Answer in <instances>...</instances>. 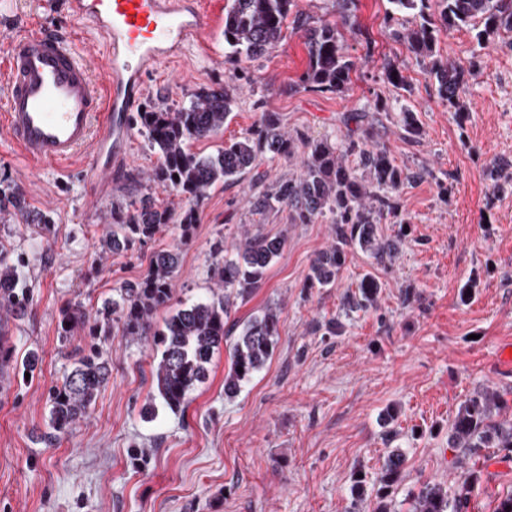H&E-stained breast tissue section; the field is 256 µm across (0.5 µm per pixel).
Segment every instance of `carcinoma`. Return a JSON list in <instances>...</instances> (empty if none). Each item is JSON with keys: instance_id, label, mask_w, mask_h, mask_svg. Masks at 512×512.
<instances>
[{"instance_id": "obj_1", "label": "carcinoma", "mask_w": 512, "mask_h": 512, "mask_svg": "<svg viewBox=\"0 0 512 512\" xmlns=\"http://www.w3.org/2000/svg\"><path fill=\"white\" fill-rule=\"evenodd\" d=\"M391 11L384 18L388 26L400 17L413 14L420 23L393 30L417 59L424 62L435 79L440 98L458 111L460 91L468 83L466 71L442 58L436 51L440 31L459 29L481 22L477 34L483 43L501 31H512V0H389ZM437 5L438 19L430 10ZM295 0H231L224 9V46L229 58L252 59L279 45L293 18L302 32L308 66L301 85L322 92L341 94L351 81L356 62L347 51L339 27L356 24L357 0H336L337 20L309 21L294 13ZM383 81L396 89L406 87L403 69L394 63L382 66ZM236 102L235 88L202 86L188 104L172 111L160 104L148 103L132 122L140 125L159 163L148 181L164 192L181 197L183 205L175 211L146 192L124 208L112 210V235L109 247L114 254L126 252L135 244L154 239L161 229L179 224L181 237L191 238L198 220L197 206L216 186L235 184L259 167L267 154L291 156L295 139L283 130L275 112L263 113L260 121L244 136L233 139L214 154L201 155L190 149L193 142L218 134ZM365 112L345 117V145L338 147L323 139H306V148L298 174L276 182L272 190L252 196L253 211L263 213L273 203L285 204L295 224H312L320 216L335 215L336 244L320 252L312 261L307 276L310 286L324 288L335 283L345 260L346 248L357 245L377 259L391 252V244L381 240L377 224L396 212L395 194L414 174L395 164L386 145L370 142L364 124ZM356 154L354 168L345 157ZM20 219L25 224H40L46 231L53 227L52 217L30 207L25 191L17 184L0 180V223ZM285 248L280 236L261 232L246 233L231 252L215 259L211 279L216 290L210 299L176 309L163 325L153 324L154 315L169 307L172 277L179 267L178 249H162L149 259L140 279L124 284L112 301L95 314L79 305L60 311V335L74 329L84 332L87 341L73 351V367L61 383L48 391L50 401L49 432L43 439L51 443L68 433L95 403L100 390L112 375V364L103 349V340L118 331L123 336H149L154 358L156 393L144 406L153 416L157 404L178 411L189 401V394L208 379L214 355L228 340L226 329L235 300H244L259 288L266 272ZM24 260H13L0 250V318L22 317L31 304L30 285L23 273ZM378 282L367 276L352 300L357 309H367L378 293ZM280 321V310L268 306L243 323L237 338L230 342V367L224 375V396L236 397L245 383L271 358ZM500 397L483 393L466 399L450 427L449 445L457 451L459 467L466 477L448 493L441 485L425 484L413 497L411 512H463L476 479L472 460L484 448H512V423L498 419ZM406 456L402 449L391 450L378 477L375 512H392L389 495L404 474Z\"/></svg>"}]
</instances>
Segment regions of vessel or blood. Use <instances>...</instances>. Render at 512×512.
Returning a JSON list of instances; mask_svg holds the SVG:
<instances>
[{
	"instance_id": "b4317fda",
	"label": "vessel or blood",
	"mask_w": 512,
	"mask_h": 512,
	"mask_svg": "<svg viewBox=\"0 0 512 512\" xmlns=\"http://www.w3.org/2000/svg\"><path fill=\"white\" fill-rule=\"evenodd\" d=\"M70 9L104 45L102 81L68 34L0 28L10 37L0 61V136L25 164L90 170L101 190L112 181L109 157L131 133L148 66L203 44L209 22L195 0H70Z\"/></svg>"
}]
</instances>
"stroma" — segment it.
<instances>
[{"mask_svg": "<svg viewBox=\"0 0 512 512\" xmlns=\"http://www.w3.org/2000/svg\"><path fill=\"white\" fill-rule=\"evenodd\" d=\"M12 2L16 30L35 18L49 27L69 23L65 0ZM227 3L199 0L212 23L208 46L150 69L146 97L174 109L199 86L247 75L223 130L193 143L203 154L244 135L265 112L278 113L294 138L332 141L345 133L349 112L368 110L376 139L417 174L400 189L399 220L380 227L397 249L381 260L351 249L335 286L309 287L312 261L336 242L335 224L327 217L292 223L284 205L254 214L248 199L259 187L248 177L199 203L190 241L169 224L153 241L114 254L104 247L111 212L146 192L158 163L145 136L132 130L98 200L88 175L59 184L52 167L21 164L0 138V179L22 186L31 206L54 220L49 236L36 224L0 223V247L25 258L32 293L26 315L4 329L13 362L33 350L41 356L33 378L7 371L12 390L0 394V512H374L377 477L393 448L407 456L393 504L409 512L423 484L460 480L448 433L467 398L499 394L500 417L512 421V376L495 364L499 346L512 343V186L494 187L487 177L494 161H512V31L483 47L474 27L440 33L438 53L475 72L459 112L385 25L387 0H358L356 26L341 31L358 67L340 95L301 86L307 50L298 32L261 58L228 62ZM388 60L402 67L406 88L383 81ZM407 110L419 127L413 137L403 130ZM256 230L283 236L286 246L229 321L277 307L279 338L237 397L224 396V347L184 410L144 419L141 409L155 392L151 341L112 336L104 343L109 383L71 432L43 440L48 389L84 339L79 330L60 336L62 308L97 309L145 271L153 250L171 247L181 251L172 307L209 299L215 250L232 249ZM367 275L380 285L374 306L348 309L347 297ZM358 475L367 494L356 508ZM510 496L512 452L483 449L467 512H498Z\"/></svg>", "mask_w": 512, "mask_h": 512, "instance_id": "1", "label": "stroma"}]
</instances>
